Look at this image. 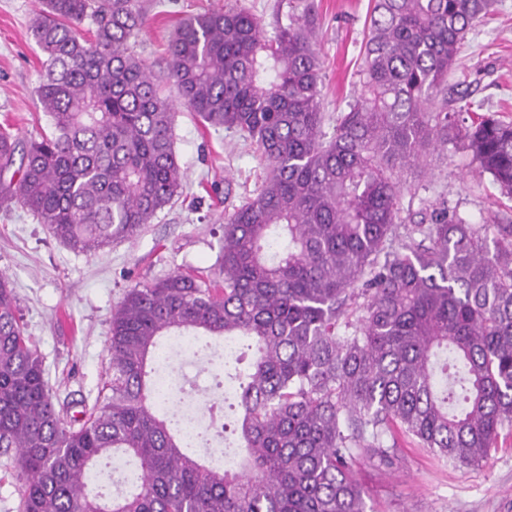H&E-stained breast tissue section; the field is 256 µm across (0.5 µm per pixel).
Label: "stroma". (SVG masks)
Returning <instances> with one entry per match:
<instances>
[{
    "instance_id": "stroma-1",
    "label": "stroma",
    "mask_w": 512,
    "mask_h": 512,
    "mask_svg": "<svg viewBox=\"0 0 512 512\" xmlns=\"http://www.w3.org/2000/svg\"><path fill=\"white\" fill-rule=\"evenodd\" d=\"M225 0H143L147 23L137 54L155 74L167 67L165 48L179 22ZM274 34L294 7L313 4L322 68L320 99L336 115L358 92L357 70L370 0H240ZM37 0H0V123L22 134L46 124L35 94L42 53L30 33ZM449 88L486 112L512 119V0H495L490 15L467 34ZM174 146L184 173V196L136 236L91 252L52 237L19 202L0 205V272L18 298L34 338L54 403L94 401L110 358L112 313L130 286L176 270L210 271L221 246L226 211L254 191L264 162L255 145L224 128L204 130L177 106ZM399 221L411 224L432 206L469 224L512 222V200L464 150H436L405 172ZM366 512H512V432H503L488 463H446L425 449L406 447L391 467L361 461L356 469Z\"/></svg>"
}]
</instances>
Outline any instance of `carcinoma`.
Segmentation results:
<instances>
[{"instance_id": "obj_1", "label": "carcinoma", "mask_w": 512, "mask_h": 512, "mask_svg": "<svg viewBox=\"0 0 512 512\" xmlns=\"http://www.w3.org/2000/svg\"><path fill=\"white\" fill-rule=\"evenodd\" d=\"M359 94L324 131L313 30L266 36L233 3L182 21L157 76L135 46L141 0H40L36 89L50 133L0 126V204L19 199L89 252L129 239L183 191L174 100L233 129L265 162L224 214L218 274L175 271L127 290L112 314L95 403L68 416L0 274V450L15 452L20 512H366L360 460L390 466L409 439L475 466L512 428V224L433 208L398 220L400 174L464 142L512 198V120L448 111V72L493 0H372ZM245 336L239 469L208 465L155 409L162 337ZM133 464L127 494L92 492L104 461Z\"/></svg>"}]
</instances>
